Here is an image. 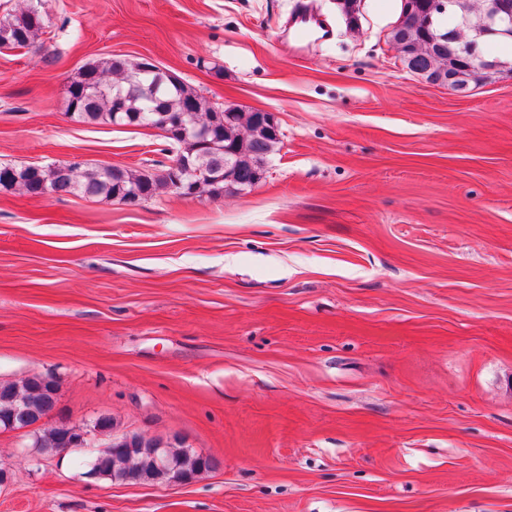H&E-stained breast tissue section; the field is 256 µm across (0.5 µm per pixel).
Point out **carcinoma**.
<instances>
[{
	"label": "carcinoma",
	"mask_w": 512,
	"mask_h": 512,
	"mask_svg": "<svg viewBox=\"0 0 512 512\" xmlns=\"http://www.w3.org/2000/svg\"><path fill=\"white\" fill-rule=\"evenodd\" d=\"M45 0H21L17 7L0 18V50L9 51L30 47L44 34ZM430 35L411 27L403 31L409 43L418 46V54L402 58L404 66L415 69H431L436 78L448 76V57L439 47L440 38L453 32L459 25L460 16L453 8L445 13L431 15ZM128 63L119 58L105 57L81 70L66 89L67 111L81 121L90 124L114 123L117 97H128V105L134 110L147 107L141 96L131 92ZM155 94L161 107L168 112H184L191 108L202 124L210 123L220 137L221 146H228L238 154V178L252 186L261 179L265 158L274 152L281 140L257 132L253 125V112L236 109L232 118L224 120V113L214 111L205 97L179 78H167L155 82ZM196 170L208 172L224 163V153L209 150L186 155ZM0 186L12 187L31 196L81 195L83 197L115 198L123 203L133 200L147 201L163 191H172L173 180L169 175H146L119 166H97L82 169L75 163L59 167L5 165L0 166ZM55 399L43 378H28L19 384L0 385V429L14 430L21 427L12 423V417L23 406H33L42 414L48 413ZM69 431L54 428L36 438L39 448L51 450L63 447ZM172 465V471L190 477L213 468L214 462L193 451L172 445L163 449ZM91 470L98 476L114 480L138 483L167 480L154 468L149 455L139 451L101 452L92 462Z\"/></svg>",
	"instance_id": "1"
}]
</instances>
